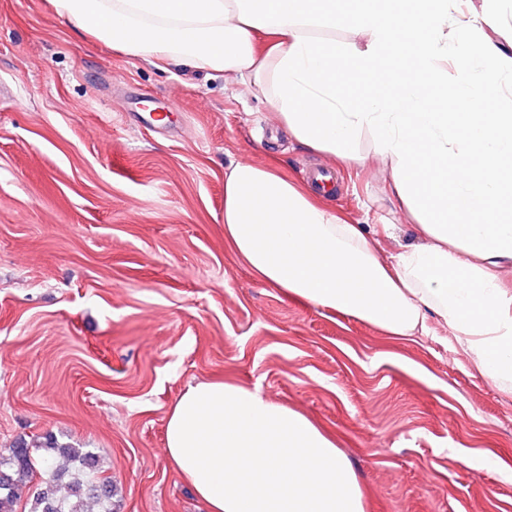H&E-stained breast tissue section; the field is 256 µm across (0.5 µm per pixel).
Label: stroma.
<instances>
[{
	"label": "stroma",
	"instance_id": "35a3bbf8",
	"mask_svg": "<svg viewBox=\"0 0 512 512\" xmlns=\"http://www.w3.org/2000/svg\"><path fill=\"white\" fill-rule=\"evenodd\" d=\"M336 169L330 205L415 229L390 175ZM306 152L222 73L159 68L78 33L48 0H0V449L87 448L112 512H201L165 451L175 400L226 380L335 438L366 512H512V380L447 329L408 339L288 299L224 241V171Z\"/></svg>",
	"mask_w": 512,
	"mask_h": 512
}]
</instances>
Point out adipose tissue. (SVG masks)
I'll use <instances>...</instances> for the list:
<instances>
[{
	"instance_id": "obj_1",
	"label": "adipose tissue",
	"mask_w": 512,
	"mask_h": 512,
	"mask_svg": "<svg viewBox=\"0 0 512 512\" xmlns=\"http://www.w3.org/2000/svg\"><path fill=\"white\" fill-rule=\"evenodd\" d=\"M55 13L159 67L223 72L304 149L342 167L387 160L385 193L416 228L397 253L272 161L224 172V238L287 297L427 336L441 324L490 380L512 378V38L505 0H49ZM362 37L340 46L337 29ZM371 135L373 155L359 142ZM167 456L205 512H365L335 441L232 382L175 401Z\"/></svg>"
}]
</instances>
